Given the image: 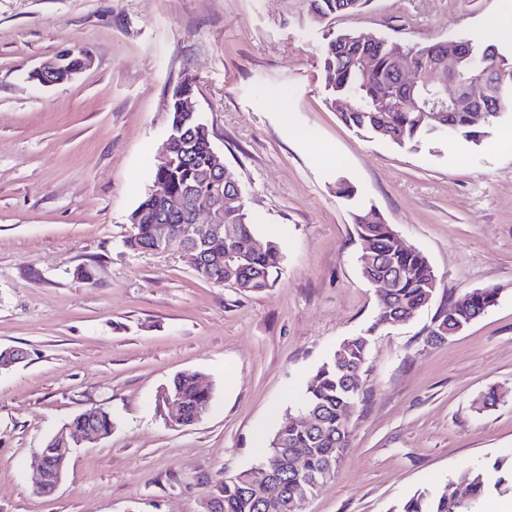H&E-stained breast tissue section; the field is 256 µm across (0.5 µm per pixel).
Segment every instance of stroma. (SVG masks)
<instances>
[{
	"instance_id": "stroma-1",
	"label": "stroma",
	"mask_w": 512,
	"mask_h": 512,
	"mask_svg": "<svg viewBox=\"0 0 512 512\" xmlns=\"http://www.w3.org/2000/svg\"><path fill=\"white\" fill-rule=\"evenodd\" d=\"M501 5L366 0L321 17L311 0H0V347L27 353L0 373V512H197L219 473L258 465V439L377 313L356 262L360 202L428 258L438 289L413 320L374 336L349 445L304 512H395L423 488L512 457V150L498 140L512 114L478 146L443 137L400 148L327 106L320 61L342 31L486 40ZM69 48L91 58L79 75L30 81ZM188 77L256 239L281 245L265 291L214 285L182 254L123 245ZM340 180L358 200L337 194ZM488 287L494 306L430 342L448 303ZM186 370L212 406L174 429L156 397ZM491 389L496 403L477 410ZM99 407L111 435L74 449L53 493L35 492L33 450Z\"/></svg>"
}]
</instances>
